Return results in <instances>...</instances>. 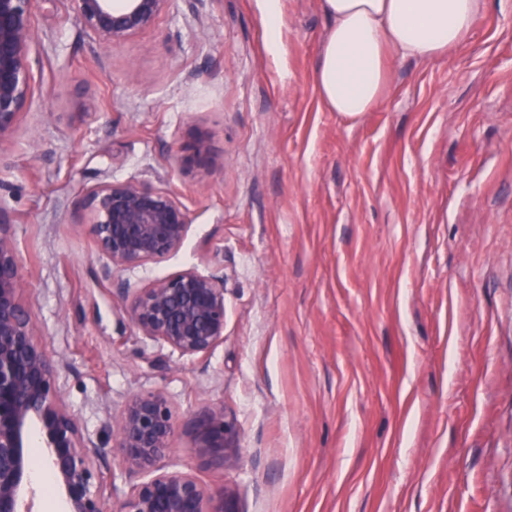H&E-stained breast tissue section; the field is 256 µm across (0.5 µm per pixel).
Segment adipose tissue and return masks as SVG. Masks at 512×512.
<instances>
[{
    "instance_id": "ef3b65f1",
    "label": "adipose tissue",
    "mask_w": 512,
    "mask_h": 512,
    "mask_svg": "<svg viewBox=\"0 0 512 512\" xmlns=\"http://www.w3.org/2000/svg\"><path fill=\"white\" fill-rule=\"evenodd\" d=\"M486 0H321L331 21L314 79L326 109L348 117L375 109L389 60H433L461 44Z\"/></svg>"
}]
</instances>
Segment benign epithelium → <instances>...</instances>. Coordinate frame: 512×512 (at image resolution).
I'll return each mask as SVG.
<instances>
[{
	"label": "benign epithelium",
	"instance_id": "7a95c632",
	"mask_svg": "<svg viewBox=\"0 0 512 512\" xmlns=\"http://www.w3.org/2000/svg\"><path fill=\"white\" fill-rule=\"evenodd\" d=\"M41 0H0V140L12 134L34 95L31 74L33 15ZM85 33L99 46L135 36L154 25L171 0H71ZM205 138L194 135L175 155L187 170L206 167ZM84 207L106 269L159 261L185 241L188 208L166 189L136 181L103 180L84 194ZM11 219L0 208V512H30L32 448L65 495L67 512H108L98 470L105 449L87 436L56 387L57 372L23 305V279ZM129 317L144 338L195 358L224 341V277L184 270L148 288L119 286ZM194 451L226 468L240 457L238 435L224 407L212 405L190 420ZM177 419L161 389L134 394L123 406L113 436L122 465L144 476L115 512H243L235 485L211 491L196 476L165 467Z\"/></svg>",
	"mask_w": 512,
	"mask_h": 512
}]
</instances>
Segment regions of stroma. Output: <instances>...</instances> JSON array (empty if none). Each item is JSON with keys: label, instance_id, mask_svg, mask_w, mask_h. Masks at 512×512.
Here are the masks:
<instances>
[{"label": "stroma", "instance_id": "stroma-1", "mask_svg": "<svg viewBox=\"0 0 512 512\" xmlns=\"http://www.w3.org/2000/svg\"><path fill=\"white\" fill-rule=\"evenodd\" d=\"M172 0L154 26L98 47L70 0L34 17V99L0 140L24 290L57 387L120 470L112 425L164 390L179 422L166 466L244 512H512V0L467 40L396 59L355 117L314 82L320 0ZM211 158L171 156L190 131ZM175 193L183 245L106 274L83 196L102 180ZM224 277L223 342L183 358L139 335L118 283ZM212 404L242 455L219 468L187 420Z\"/></svg>", "mask_w": 512, "mask_h": 512}]
</instances>
